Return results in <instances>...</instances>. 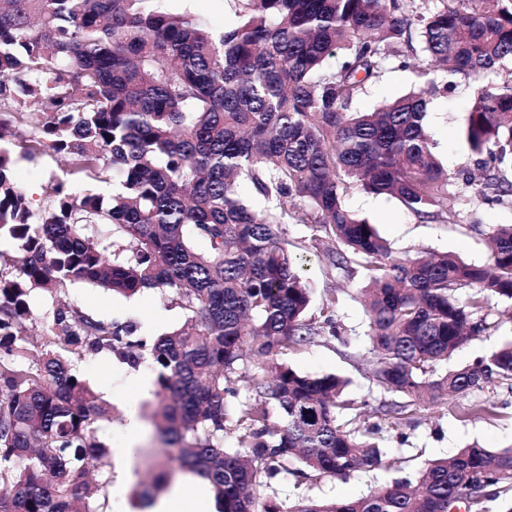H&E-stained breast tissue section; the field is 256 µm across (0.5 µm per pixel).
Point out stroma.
Returning a JSON list of instances; mask_svg holds the SVG:
<instances>
[{
	"mask_svg": "<svg viewBox=\"0 0 512 512\" xmlns=\"http://www.w3.org/2000/svg\"><path fill=\"white\" fill-rule=\"evenodd\" d=\"M414 80L413 71L389 69L371 85L357 107L368 110L382 101L401 96L409 91ZM453 82L455 88L452 92L431 98L426 118L434 151L451 172L469 160L460 130L473 96L471 85L463 77L454 76ZM62 169L60 158L42 154L17 159L12 175L27 192L33 205L38 206L46 200L53 178L61 175ZM346 204L375 224L379 234L392 244L396 252H448L474 264L489 260V227L512 224V209L505 207L485 209L483 222L477 229L457 220L447 224H421L396 199L357 189L349 192ZM285 232L288 250L302 265L314 290V306H321L328 290L341 289L336 318L344 334L339 341L319 336L306 346L288 348L283 355L284 360L301 372L335 373L348 378L347 397L368 402L370 409L364 416L366 424L380 425L382 446L404 458L405 463L399 470L360 471L344 480L314 474L300 485L291 475H279L273 486L283 504H291L300 493L347 499L396 480L406 478L415 482L430 460L453 456L459 449L475 442L492 451L512 446V394L502 388L483 393L488 412L476 418L461 417V398L450 396L418 408L411 423L393 424L382 420L377 408L382 402L391 400L392 395L376 386L370 377L376 357L367 336L368 318L357 295L363 282L362 275L344 281L334 279L327 270L324 240L313 238L311 230L301 224L286 225ZM67 298L101 319L135 320L140 323L143 333L153 336L180 328L185 322L183 310L178 305L163 301L154 290H146L127 299L90 285L77 284L69 288ZM489 313L496 323L495 328L474 337L458 349L450 358L449 367L470 364L475 358L491 353L512 339V303L490 301ZM74 367L112 408L111 418L97 423L98 434L111 451L112 512H141L134 487L149 488L153 466L168 464L171 456L170 449L155 439L152 430H145L142 440L135 444L129 442L126 431L130 418L143 419L151 415L157 403L155 375L150 366L144 365L135 370L106 354L77 361Z\"/></svg>",
	"mask_w": 512,
	"mask_h": 512,
	"instance_id": "35a3bbf8",
	"label": "stroma"
}]
</instances>
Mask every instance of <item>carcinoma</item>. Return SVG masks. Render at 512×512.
<instances>
[{
    "label": "carcinoma",
    "mask_w": 512,
    "mask_h": 512,
    "mask_svg": "<svg viewBox=\"0 0 512 512\" xmlns=\"http://www.w3.org/2000/svg\"><path fill=\"white\" fill-rule=\"evenodd\" d=\"M162 2L0 0V238L15 242L0 251V512H111L95 427L108 409L72 363L100 354L151 365L159 436L218 512H491L497 500L512 512L511 447L470 446L430 462L415 486L355 498L285 509L268 492L283 472L301 484L403 463L380 446V426L358 425L367 403L343 396L347 379L280 360L317 336L341 339L335 291L307 317L284 224L327 240L336 278L364 273L372 379L400 397L385 415L451 393L472 417L484 405L470 395L512 392V339L441 370L494 327L488 301H512V225L490 228L483 265L398 256L345 204L357 188L421 224H480L482 209L512 207V0H230L235 21L218 32ZM394 62L422 85L353 111ZM439 70L475 85L461 128L470 163L453 173L425 129L429 98L453 87ZM9 144L58 155L65 174L112 195L59 179L35 211ZM240 179L263 209L239 196ZM79 283L154 289L186 323L146 338L134 320L61 300ZM34 290L51 298L39 315Z\"/></svg>",
    "instance_id": "1"
}]
</instances>
